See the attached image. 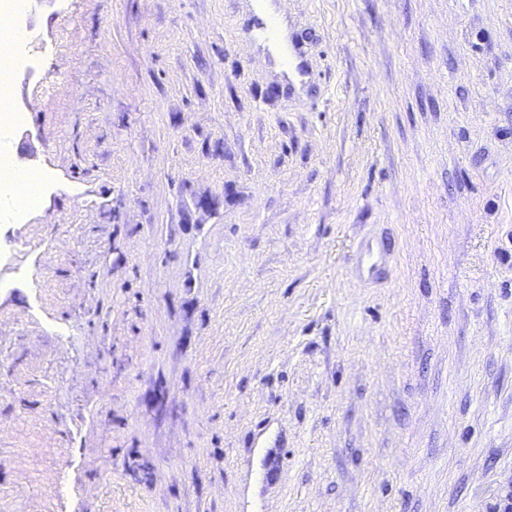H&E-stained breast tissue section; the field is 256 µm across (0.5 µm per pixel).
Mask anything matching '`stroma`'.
Wrapping results in <instances>:
<instances>
[{
	"instance_id": "stroma-1",
	"label": "stroma",
	"mask_w": 512,
	"mask_h": 512,
	"mask_svg": "<svg viewBox=\"0 0 512 512\" xmlns=\"http://www.w3.org/2000/svg\"><path fill=\"white\" fill-rule=\"evenodd\" d=\"M27 0L0 512H495L512 0ZM386 251L377 279L366 240ZM253 12L254 13L261 12V13L269 14V15L273 16L277 21L279 31H280L281 42L278 45V47H276L274 49V51H272V50H270V51H271V55L273 57V62H274L273 68L275 69V71L277 73L281 74V68L279 66L277 54L279 52L283 51V49H285V47L287 46V42L290 37L288 21L285 18V16L282 14V12L279 10V6L276 3L272 2L271 0L258 1L256 3H254L253 4Z\"/></svg>"
}]
</instances>
